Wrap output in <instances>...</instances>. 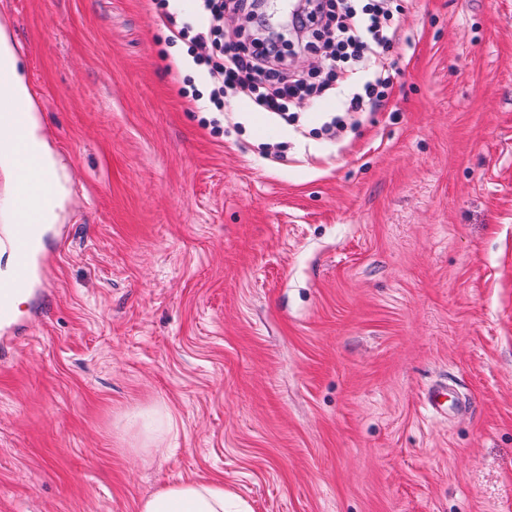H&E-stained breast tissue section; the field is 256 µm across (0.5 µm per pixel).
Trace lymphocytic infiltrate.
<instances>
[{
    "instance_id": "obj_1",
    "label": "lymphocytic infiltrate",
    "mask_w": 512,
    "mask_h": 512,
    "mask_svg": "<svg viewBox=\"0 0 512 512\" xmlns=\"http://www.w3.org/2000/svg\"><path fill=\"white\" fill-rule=\"evenodd\" d=\"M245 7L246 0H201L196 18L183 23L177 34L195 47H205L221 38L225 11ZM390 15V0H314L293 24L316 30L315 50L326 67L323 78H288L273 64L268 49L260 47L248 54L231 43L210 100L214 106H223L225 91L238 90L249 94L262 110L283 115L293 99L323 96L337 88L344 92L341 113L326 122L323 130L328 140L339 139L346 116L380 106L390 95L396 51L402 42L398 28L389 23Z\"/></svg>"
}]
</instances>
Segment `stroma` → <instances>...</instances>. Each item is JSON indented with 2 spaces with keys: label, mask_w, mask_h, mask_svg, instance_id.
<instances>
[{
  "label": "stroma",
  "mask_w": 512,
  "mask_h": 512,
  "mask_svg": "<svg viewBox=\"0 0 512 512\" xmlns=\"http://www.w3.org/2000/svg\"><path fill=\"white\" fill-rule=\"evenodd\" d=\"M197 11L0 0L64 169L0 346V512L200 479L253 512H512V0H394L390 99L336 141L333 94L295 127L215 109L174 36ZM159 405L160 462L132 423Z\"/></svg>",
  "instance_id": "1"
}]
</instances>
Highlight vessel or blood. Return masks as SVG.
<instances>
[{"label":"vessel or blood","mask_w":512,"mask_h":512,"mask_svg":"<svg viewBox=\"0 0 512 512\" xmlns=\"http://www.w3.org/2000/svg\"><path fill=\"white\" fill-rule=\"evenodd\" d=\"M43 240L44 227L34 219L13 225L9 236L0 240L12 256L10 273L0 278V325L12 324L16 298L30 291L42 263Z\"/></svg>","instance_id":"obj_1"}]
</instances>
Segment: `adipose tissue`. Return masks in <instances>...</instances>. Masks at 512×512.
<instances>
[{
    "label": "adipose tissue",
    "instance_id": "ef3b65f1",
    "mask_svg": "<svg viewBox=\"0 0 512 512\" xmlns=\"http://www.w3.org/2000/svg\"><path fill=\"white\" fill-rule=\"evenodd\" d=\"M0 95L17 111L26 113L29 132L18 148L0 151V163L12 171L37 168L39 181L26 189L28 203L39 209V221L55 223L59 207L57 163L43 136L38 109L20 65V51L10 32L0 26ZM138 512H251L250 508L224 488L220 481L178 482L164 486L141 499Z\"/></svg>",
    "mask_w": 512,
    "mask_h": 512
}]
</instances>
